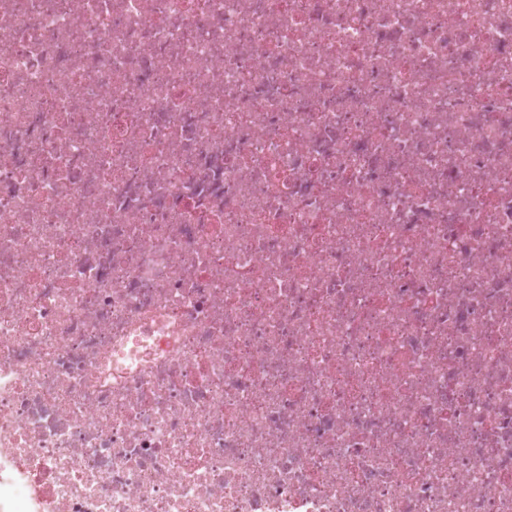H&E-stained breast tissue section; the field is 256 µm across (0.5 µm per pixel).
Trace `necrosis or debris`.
Wrapping results in <instances>:
<instances>
[{
  "instance_id": "necrosis-or-debris-1",
  "label": "necrosis or debris",
  "mask_w": 512,
  "mask_h": 512,
  "mask_svg": "<svg viewBox=\"0 0 512 512\" xmlns=\"http://www.w3.org/2000/svg\"><path fill=\"white\" fill-rule=\"evenodd\" d=\"M0 512H512V0H0Z\"/></svg>"
}]
</instances>
